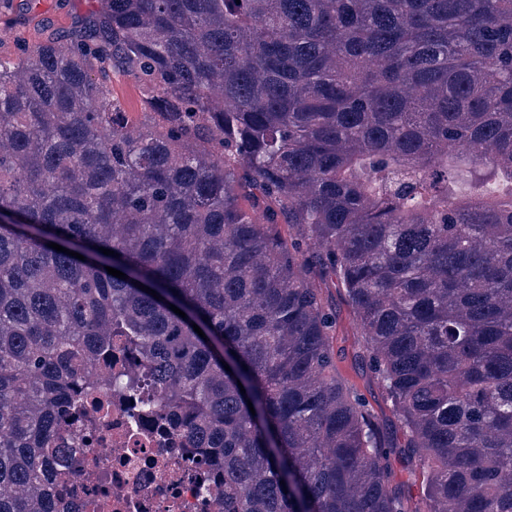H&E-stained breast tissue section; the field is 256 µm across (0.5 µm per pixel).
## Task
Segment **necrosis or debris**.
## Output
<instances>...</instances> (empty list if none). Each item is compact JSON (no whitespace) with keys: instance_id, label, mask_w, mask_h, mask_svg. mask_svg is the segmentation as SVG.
Returning a JSON list of instances; mask_svg holds the SVG:
<instances>
[{"instance_id":"1","label":"necrosis or debris","mask_w":512,"mask_h":512,"mask_svg":"<svg viewBox=\"0 0 512 512\" xmlns=\"http://www.w3.org/2000/svg\"><path fill=\"white\" fill-rule=\"evenodd\" d=\"M141 361L116 351L99 362L95 372L111 378L112 391L87 401L92 432L77 421L56 427L60 453L49 475L65 490L57 512H224L223 478L206 449L185 443L175 415L149 412L152 385L127 389Z\"/></svg>"}]
</instances>
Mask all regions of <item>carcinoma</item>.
Returning <instances> with one entry per match:
<instances>
[{
	"label": "carcinoma",
	"mask_w": 512,
	"mask_h": 512,
	"mask_svg": "<svg viewBox=\"0 0 512 512\" xmlns=\"http://www.w3.org/2000/svg\"><path fill=\"white\" fill-rule=\"evenodd\" d=\"M16 48L0 512H52V430L114 345L211 449L224 512H512V194L486 187L512 182V0H100ZM331 283L393 430L336 366ZM112 97L118 101L123 112L139 115L144 111L143 95L133 79L122 74H112Z\"/></svg>",
	"instance_id": "obj_1"
}]
</instances>
